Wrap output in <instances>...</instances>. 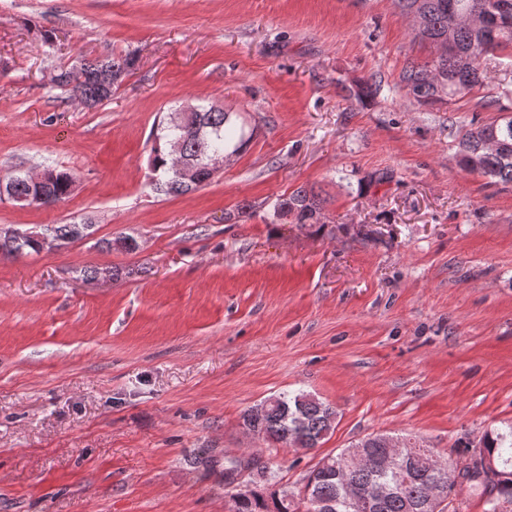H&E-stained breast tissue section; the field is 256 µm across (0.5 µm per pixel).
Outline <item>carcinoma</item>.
<instances>
[{"label":"carcinoma","mask_w":512,"mask_h":512,"mask_svg":"<svg viewBox=\"0 0 512 512\" xmlns=\"http://www.w3.org/2000/svg\"><path fill=\"white\" fill-rule=\"evenodd\" d=\"M402 10L418 22L415 36L439 49L430 62L409 60L400 74V83L407 94L420 102L479 97L483 109L495 108L500 99L512 97V85L503 84L498 92L482 93L488 61L497 53L512 47V0H399ZM478 12L498 21L496 31L490 34L469 23L467 15ZM134 58H113L104 55L84 62L85 81L80 87L82 98L97 107L112 99V91L98 82V74L108 68L126 72ZM196 117L189 119L184 108L170 112L157 128L151 151L150 185L166 195L187 192L167 160L177 150L180 156L198 166L206 167L226 153L237 152L247 141L243 129L237 128L224 109L198 106ZM456 155L460 166L490 179L492 184H512V113H504L491 123L464 130L456 138ZM46 181L40 185L29 182V172L16 170L6 184L14 190V203L21 206L36 204L51 206L70 196L72 174L46 169ZM273 210L288 216L297 224H318L322 210L321 199L311 189L298 188L279 198ZM87 224H52L42 229L68 245L87 235ZM41 249L40 242L31 238L22 244L14 240H0V251L22 255ZM336 410L329 404L304 392H283L268 398L242 414V421L262 438L286 447L311 450L334 431ZM409 448L408 466L404 471L387 469L376 462L384 446L373 445L371 458L364 468L348 464L343 453L327 455L307 475L299 498L286 493L265 497L253 491L239 497L235 512H318V503L330 504L331 512H356L349 503L344 486L364 495L377 482H396L400 496L383 501L376 512H408L411 503L426 501L430 487L439 472L430 469L422 459L428 449L417 444V439H404ZM494 464L493 478L484 475L483 461ZM445 462L459 467L467 479V488L485 502L484 512H512V420L486 431L478 442V454L468 461L448 455ZM253 471L252 461L246 458L224 461V485L230 486L244 472Z\"/></svg>","instance_id":"1"}]
</instances>
